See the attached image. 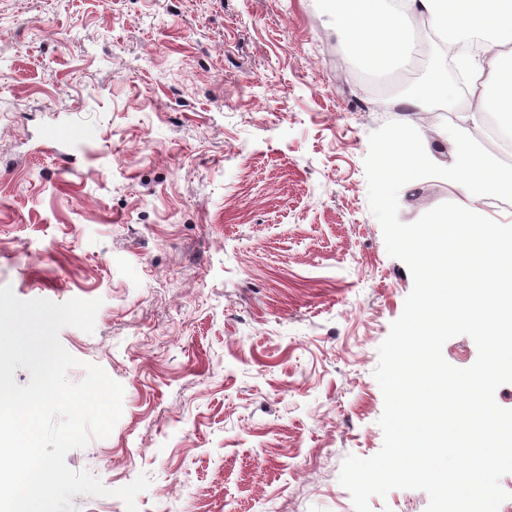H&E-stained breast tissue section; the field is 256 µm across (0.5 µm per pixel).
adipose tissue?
<instances>
[{
  "instance_id": "1",
  "label": "adipose tissue",
  "mask_w": 512,
  "mask_h": 512,
  "mask_svg": "<svg viewBox=\"0 0 512 512\" xmlns=\"http://www.w3.org/2000/svg\"><path fill=\"white\" fill-rule=\"evenodd\" d=\"M333 28L349 53L370 70L392 68L412 46V21L426 18L443 40L458 46V68L468 76L476 114L492 115L512 138V0H335ZM456 84L436 66L404 104L427 112L452 102Z\"/></svg>"
}]
</instances>
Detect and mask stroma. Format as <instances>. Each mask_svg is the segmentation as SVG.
<instances>
[{"mask_svg": "<svg viewBox=\"0 0 512 512\" xmlns=\"http://www.w3.org/2000/svg\"><path fill=\"white\" fill-rule=\"evenodd\" d=\"M327 0H0V286L102 299L63 347L124 388L110 436L68 452L109 488L76 512H354L345 457L383 442L378 347L413 286L371 213V132L415 126L448 166L472 99L405 110L440 52L351 58ZM398 218L463 204L406 184Z\"/></svg>", "mask_w": 512, "mask_h": 512, "instance_id": "1", "label": "stroma"}]
</instances>
